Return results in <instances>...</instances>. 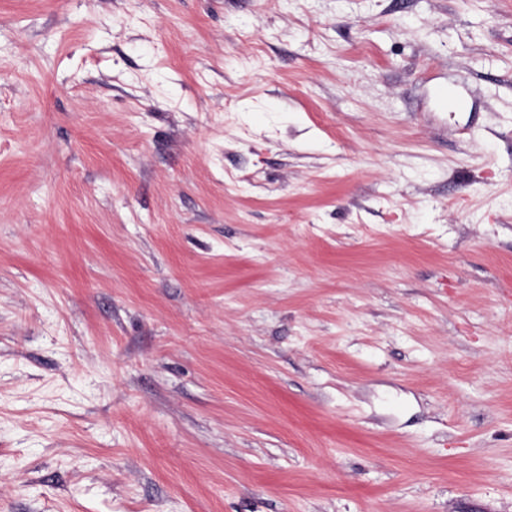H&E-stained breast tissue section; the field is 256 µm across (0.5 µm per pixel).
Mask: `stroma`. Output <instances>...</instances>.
Returning <instances> with one entry per match:
<instances>
[{
    "label": "stroma",
    "mask_w": 512,
    "mask_h": 512,
    "mask_svg": "<svg viewBox=\"0 0 512 512\" xmlns=\"http://www.w3.org/2000/svg\"><path fill=\"white\" fill-rule=\"evenodd\" d=\"M0 512H512V0H0Z\"/></svg>",
    "instance_id": "stroma-1"
}]
</instances>
